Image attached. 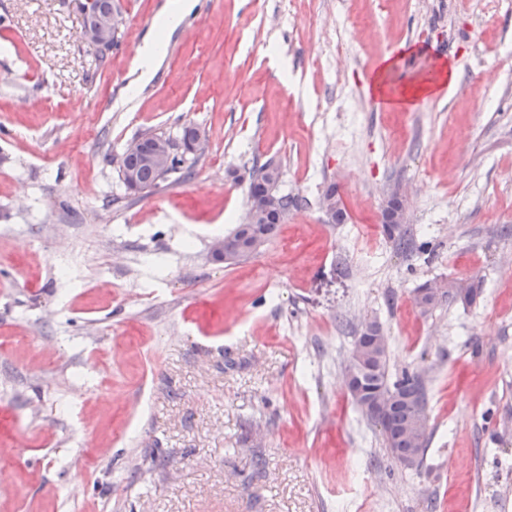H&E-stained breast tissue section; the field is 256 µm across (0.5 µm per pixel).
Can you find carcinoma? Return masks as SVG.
Instances as JSON below:
<instances>
[{
	"label": "carcinoma",
	"instance_id": "cac0c4a2",
	"mask_svg": "<svg viewBox=\"0 0 512 512\" xmlns=\"http://www.w3.org/2000/svg\"><path fill=\"white\" fill-rule=\"evenodd\" d=\"M123 165L136 171L141 191L149 193L157 188L166 177L157 173L156 169L144 163L138 154H127ZM273 162H265L251 170L249 197L265 194H278L277 185L272 183L268 168ZM278 228L277 217L269 214L246 230L241 225L224 235V241L236 248L235 259L240 260L252 253L251 238L257 236L262 241L273 237ZM383 233L387 239L399 249L411 248L409 240L405 239L398 224L383 225ZM388 350H377V357L372 358L362 366L355 376L356 386L365 391H380L390 395L386 419L378 422L383 444L390 456L400 462L402 459L424 455L428 443L426 394L417 375L407 371L396 379L391 378L388 368Z\"/></svg>",
	"mask_w": 512,
	"mask_h": 512
}]
</instances>
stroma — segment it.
<instances>
[{
    "mask_svg": "<svg viewBox=\"0 0 512 512\" xmlns=\"http://www.w3.org/2000/svg\"><path fill=\"white\" fill-rule=\"evenodd\" d=\"M117 2L102 58L76 0H0V512H512V0H195L144 84L170 0ZM387 55L459 79L385 109ZM188 125L189 175L129 194L127 146ZM269 160L302 203L224 264ZM399 186L411 252L380 223ZM370 321L427 391L417 468L344 385Z\"/></svg>",
    "mask_w": 512,
    "mask_h": 512,
    "instance_id": "35a3bbf8",
    "label": "stroma"
}]
</instances>
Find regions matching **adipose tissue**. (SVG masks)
I'll return each mask as SVG.
<instances>
[{"label": "adipose tissue", "instance_id": "ef3b65f1", "mask_svg": "<svg viewBox=\"0 0 512 512\" xmlns=\"http://www.w3.org/2000/svg\"><path fill=\"white\" fill-rule=\"evenodd\" d=\"M194 5V0H176L175 5L163 11L157 18L158 36L147 41L140 53L137 68L139 81L149 80L164 52L163 36L177 30ZM392 64L382 60L375 74L369 79L367 89L378 103L387 109L413 110L418 102L439 96L448 86L456 82L458 70L454 64L440 63L429 76L412 82L396 85L390 79Z\"/></svg>", "mask_w": 512, "mask_h": 512}]
</instances>
